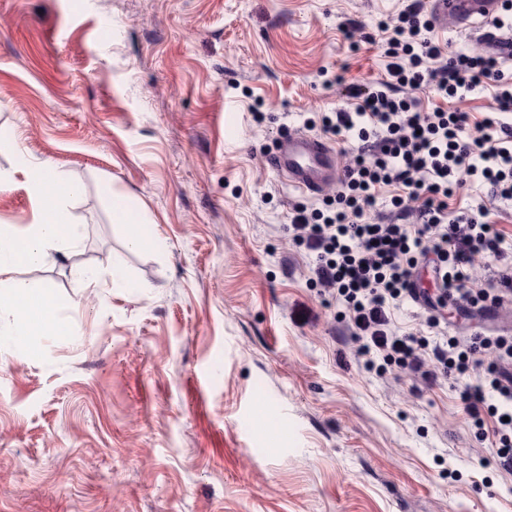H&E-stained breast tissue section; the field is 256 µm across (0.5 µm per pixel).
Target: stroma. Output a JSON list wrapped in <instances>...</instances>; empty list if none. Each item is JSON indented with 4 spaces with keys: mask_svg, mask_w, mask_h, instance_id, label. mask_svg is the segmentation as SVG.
Segmentation results:
<instances>
[{
    "mask_svg": "<svg viewBox=\"0 0 512 512\" xmlns=\"http://www.w3.org/2000/svg\"><path fill=\"white\" fill-rule=\"evenodd\" d=\"M402 6L0 0V225L32 222V166L77 186L83 227L15 271L63 329L0 348V512H512L463 382L354 360L288 236L321 197L267 165L343 85L384 77L367 36ZM469 206L512 238V202L468 183L448 207Z\"/></svg>",
    "mask_w": 512,
    "mask_h": 512,
    "instance_id": "obj_1",
    "label": "stroma"
}]
</instances>
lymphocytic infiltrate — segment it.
Listing matches in <instances>:
<instances>
[{"instance_id": "lymphocytic-infiltrate-1", "label": "lymphocytic infiltrate", "mask_w": 512, "mask_h": 512, "mask_svg": "<svg viewBox=\"0 0 512 512\" xmlns=\"http://www.w3.org/2000/svg\"><path fill=\"white\" fill-rule=\"evenodd\" d=\"M386 76L344 87V105L323 115L331 137L354 135L357 144L334 195L322 207L296 206L289 217L291 241L314 255L310 282L334 297L355 339L354 356L384 373L392 365L408 379L434 383L467 379L461 394L476 426L495 421L497 465L512 474V336L476 330L445 336L448 309L484 314L512 295V276L495 290L473 285L476 263L500 258L507 247L482 214H448V197L464 179L478 181L494 199L512 200V76L490 52H449L435 34L423 0H408L378 27ZM429 90L447 108L425 110ZM490 93L491 116L471 122L452 101ZM394 194L377 209L383 189ZM430 275L435 287L422 286ZM418 304L432 341L399 333L392 315L403 300ZM494 360L484 363L482 353Z\"/></svg>"}]
</instances>
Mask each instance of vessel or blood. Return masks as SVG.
Here are the masks:
<instances>
[{"instance_id": "1", "label": "vessel or blood", "mask_w": 512, "mask_h": 512, "mask_svg": "<svg viewBox=\"0 0 512 512\" xmlns=\"http://www.w3.org/2000/svg\"><path fill=\"white\" fill-rule=\"evenodd\" d=\"M436 14H453L460 22L480 20L485 42L496 49L511 50L512 39L494 26L498 0H430ZM270 166L289 183L309 193L336 178L333 150L324 142L306 136L288 139L269 159Z\"/></svg>"}]
</instances>
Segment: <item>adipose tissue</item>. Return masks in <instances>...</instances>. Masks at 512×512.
<instances>
[{
	"mask_svg": "<svg viewBox=\"0 0 512 512\" xmlns=\"http://www.w3.org/2000/svg\"><path fill=\"white\" fill-rule=\"evenodd\" d=\"M31 190L37 199H54L52 209L20 229L0 226V340L27 343L35 334H52L60 327L54 294L15 279L22 264L44 263L51 252L76 247L83 235L81 225L72 223L64 200L76 193L74 185L34 167L28 172ZM25 242V253H17L16 242Z\"/></svg>",
	"mask_w": 512,
	"mask_h": 512,
	"instance_id": "ef3b65f1",
	"label": "adipose tissue"
}]
</instances>
